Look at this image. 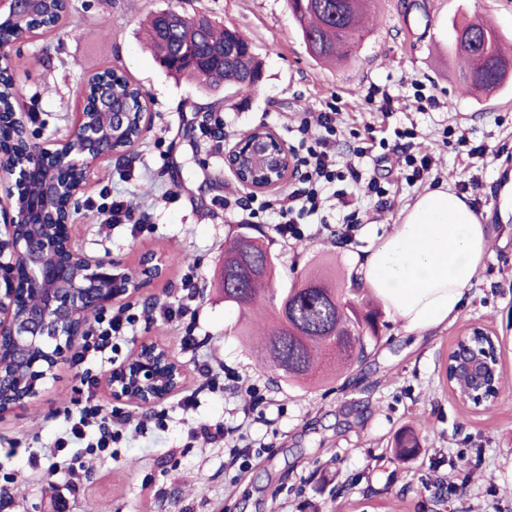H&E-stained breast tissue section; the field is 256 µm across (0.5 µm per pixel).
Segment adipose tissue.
I'll return each instance as SVG.
<instances>
[{
	"label": "adipose tissue",
	"mask_w": 512,
	"mask_h": 512,
	"mask_svg": "<svg viewBox=\"0 0 512 512\" xmlns=\"http://www.w3.org/2000/svg\"><path fill=\"white\" fill-rule=\"evenodd\" d=\"M487 253L466 197L447 186L421 195L369 254L359 276L409 333L454 321Z\"/></svg>",
	"instance_id": "adipose-tissue-1"
}]
</instances>
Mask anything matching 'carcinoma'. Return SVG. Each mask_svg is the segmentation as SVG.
<instances>
[{
    "instance_id": "cac0c4a2",
    "label": "carcinoma",
    "mask_w": 512,
    "mask_h": 512,
    "mask_svg": "<svg viewBox=\"0 0 512 512\" xmlns=\"http://www.w3.org/2000/svg\"><path fill=\"white\" fill-rule=\"evenodd\" d=\"M308 53L317 60L348 59L363 39L362 22L371 0H289ZM69 0H45L28 28L50 32L60 26ZM171 14L161 10L151 16L147 38L160 66L168 73L186 76L216 90L224 85L250 93L260 78V64L251 43L238 31L206 16H191L170 24ZM236 45L233 57L206 70L171 67L167 49L175 45ZM452 47L462 61L458 88L461 94L495 92L512 75V54L501 47L496 29L482 22L453 26ZM3 99L20 97L23 86L9 68H0ZM277 264L270 250L257 238L240 235L224 245V263L218 280L224 302L235 306L243 324L267 306L271 321L254 343L265 368L297 385L336 376V367L349 370L361 364L377 342L375 314L350 298L354 289L341 288L323 270L309 271L288 288L276 287ZM15 343L0 344V367L16 372Z\"/></svg>"
}]
</instances>
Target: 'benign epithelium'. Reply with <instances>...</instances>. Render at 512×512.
<instances>
[{"label": "benign epithelium", "instance_id": "obj_1", "mask_svg": "<svg viewBox=\"0 0 512 512\" xmlns=\"http://www.w3.org/2000/svg\"><path fill=\"white\" fill-rule=\"evenodd\" d=\"M35 0H0V18L14 21L29 14ZM205 58L194 48H180L171 56L174 65L201 67ZM89 100L74 113L70 133L61 140L29 143L28 164L16 167L0 149V213L5 215L4 236L0 237V274L6 273L5 289L0 292V341L9 338L42 355L18 357L23 369L37 380L56 375L66 360L67 345L84 333L85 309L104 310L128 297L134 284H149L165 274V260L155 253L140 259L147 270L138 282L102 264L77 249L69 234V224H47L44 202L39 197L21 195L22 182L37 179L47 195L56 193L64 181L72 182L71 198L84 192L96 167L115 156L113 136L123 132L130 113L125 103L113 95L111 84L100 82L95 88V104L108 111L112 134H104L87 112ZM260 138L243 142L225 155L237 179L255 192L280 185L293 168V157L282 142L265 128ZM28 274L24 289L10 275L18 267ZM457 364L469 372L473 396L487 409L496 400L485 395L490 377L499 367L491 357L467 352ZM184 369L169 350L151 340L140 342L136 364L126 363L113 369L105 379L111 399L143 406L157 403L178 389ZM42 387L33 385L18 399L0 411V415L26 406L40 395Z\"/></svg>", "mask_w": 512, "mask_h": 512}]
</instances>
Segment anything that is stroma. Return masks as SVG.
<instances>
[{
    "instance_id": "stroma-1",
    "label": "stroma",
    "mask_w": 512,
    "mask_h": 512,
    "mask_svg": "<svg viewBox=\"0 0 512 512\" xmlns=\"http://www.w3.org/2000/svg\"><path fill=\"white\" fill-rule=\"evenodd\" d=\"M72 5L71 18L48 35L0 50L26 88L21 117L38 115L30 125L35 142L67 133L88 77L103 69L126 76L149 100L151 120L142 141L124 158L100 164L76 203L72 234L79 249L125 273L137 270L145 252L168 258L164 277L128 300L140 321L118 361L129 362L149 339L182 364L184 381L167 399L146 407L96 390L106 409L136 418L161 410L165 421L142 434L127 431L111 453L83 454L88 475L72 487L61 472L70 455L53 448L81 384L75 369L63 364L35 403L0 418V446L18 449L0 465V512H512V213H500L502 184L512 176L506 163L512 158V84L487 97L460 94L451 50L453 25L477 17L512 48V0H375L368 32L339 66L310 56L288 0ZM162 9L205 14L235 28L262 63L252 93H222L217 115L223 143L199 128L200 110L213 95L175 80L143 48L140 27ZM419 83L435 106L419 109ZM386 94L389 115L380 110ZM329 110L343 119L337 163L369 141L373 149L360 163L362 173L372 172L383 150L397 148L430 154V177L411 183L394 171L393 193L351 198L362 222L346 239L323 228L286 242L272 225H242L224 207L244 191L224 161L228 149L258 127L285 146H297V126ZM447 128L463 130L466 143L444 137ZM477 146L495 154V162L486 165L471 155ZM439 185L464 191L486 228L487 256L457 319L409 334L380 309L375 349L360 366L322 384L300 387L262 367L239 334L237 310L215 286L225 239L243 231L263 239L278 259V287L326 258L348 280L406 206ZM115 198L143 225L140 235L104 223L96 207ZM182 253L189 262L174 263ZM191 268L200 274L195 320L149 317L153 304L184 301L181 279ZM473 326L503 340L505 387L495 406L478 411L458 401L442 375L456 336ZM188 331L200 342L196 350L181 345ZM211 377L220 390L207 388ZM193 392L197 408L183 410L181 399ZM203 424L231 428L249 443L246 464L225 468L229 450L204 436ZM409 429L419 433L421 449L403 460L390 442ZM33 454L42 470L30 469Z\"/></svg>"
}]
</instances>
